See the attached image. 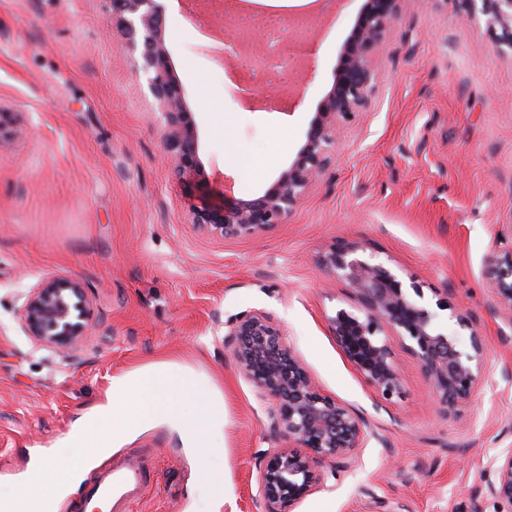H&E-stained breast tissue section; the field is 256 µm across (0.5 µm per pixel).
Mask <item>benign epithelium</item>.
Segmentation results:
<instances>
[{"instance_id": "obj_1", "label": "benign epithelium", "mask_w": 512, "mask_h": 512, "mask_svg": "<svg viewBox=\"0 0 512 512\" xmlns=\"http://www.w3.org/2000/svg\"><path fill=\"white\" fill-rule=\"evenodd\" d=\"M402 0H365L357 22L338 55L331 89L312 116L304 142L288 167L259 195L250 199L223 198L191 207L192 224L224 238H257L276 224H285L308 192L319 182L332 160L339 134L369 103L374 90L372 58L378 53L396 20ZM469 20L481 14L490 30L501 29L500 40L512 48V0H457ZM112 16L129 45L140 49L137 67L147 75L152 96L164 114L163 150L187 184L202 173L193 113L182 85L172 74L165 44V9L160 0H112ZM249 34L225 54L240 62L251 55L245 46ZM364 246L341 242L320 258L356 295L359 307L340 309L330 319L343 356L374 389L390 402L404 394L403 380L394 362L388 337L408 341L407 349L422 368L440 411L455 416L486 380L484 342L471 318L453 313L456 326L469 331L463 344L458 332L443 331L437 313L424 302L415 283L405 284L381 264L362 257ZM487 280L512 316V250L496 255ZM91 307L85 285L68 275L44 280L26 296L20 321L27 335L42 346L77 348L87 336ZM228 347L240 371L260 393L273 401L270 427L288 438L289 447L266 458L260 488L264 512H292V507L324 481L313 463L347 466L364 447L366 420L352 407L322 394L304 362L283 340V330L265 311L235 319ZM497 482L489 494L512 512V454L494 459Z\"/></svg>"}]
</instances>
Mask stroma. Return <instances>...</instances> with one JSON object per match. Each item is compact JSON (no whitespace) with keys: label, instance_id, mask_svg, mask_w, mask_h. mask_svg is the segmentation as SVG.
<instances>
[{"label":"stroma","instance_id":"35a3bbf8","mask_svg":"<svg viewBox=\"0 0 512 512\" xmlns=\"http://www.w3.org/2000/svg\"><path fill=\"white\" fill-rule=\"evenodd\" d=\"M165 39L193 112L200 180L179 183L163 158L165 120L111 0H0V113L24 128L0 139V494L29 481L40 453L69 458L76 419L105 403L115 375L156 362L193 369L224 397V445L190 451L165 427L113 449L146 463L133 512H209L198 485L224 478L221 512H263L270 400L225 341L244 312L271 313L321 393L352 406L371 434L348 467L326 475L293 512H501L487 494L495 457L512 451V320L486 268L512 248V48L453 0H402L372 67L368 106L341 133L333 161L287 223L260 238L199 230L189 208L206 197L252 198L286 168L328 93L363 0L279 7L246 0L217 34L185 0H163ZM274 15L282 32L315 38L308 63L263 85L270 107L247 104L251 70L214 48L245 18ZM305 91L289 99L287 82ZM339 242L421 284L425 298L469 314L485 342L488 381L459 416L438 410L405 345L391 338L403 397L386 403L351 366L330 317L357 307L320 262ZM82 280L92 307L81 345H38L18 313L47 277Z\"/></svg>","mask_w":512,"mask_h":512}]
</instances>
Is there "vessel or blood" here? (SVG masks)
Segmentation results:
<instances>
[{"instance_id": "1", "label": "vessel or blood", "mask_w": 512, "mask_h": 512, "mask_svg": "<svg viewBox=\"0 0 512 512\" xmlns=\"http://www.w3.org/2000/svg\"><path fill=\"white\" fill-rule=\"evenodd\" d=\"M147 479L146 465L115 463L100 469L87 491L80 512H87L89 502L105 499L112 505V512H132L139 500Z\"/></svg>"}]
</instances>
